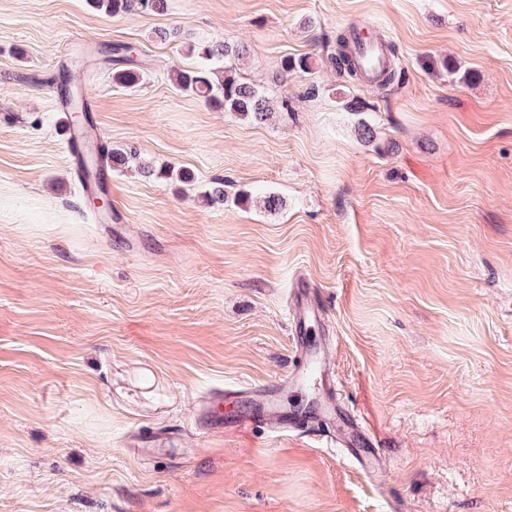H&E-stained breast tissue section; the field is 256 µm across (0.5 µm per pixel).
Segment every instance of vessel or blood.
Returning a JSON list of instances; mask_svg holds the SVG:
<instances>
[{"instance_id":"obj_1","label":"vessel or blood","mask_w":512,"mask_h":512,"mask_svg":"<svg viewBox=\"0 0 512 512\" xmlns=\"http://www.w3.org/2000/svg\"><path fill=\"white\" fill-rule=\"evenodd\" d=\"M350 44L365 79H373L377 73L389 66L387 46L372 39L364 30L352 29ZM323 315L316 289L308 279H298L292 299V334L295 351L300 359L299 366L290 371L276 386L264 385L216 393L211 402L203 405L197 414L195 423L198 430L207 433L226 428L228 422L224 418L223 404L228 401L248 404L252 413L260 416L272 432L287 433L288 429L297 427L298 421L284 407L281 391L287 387L300 386L314 392L313 426L326 428L332 440L340 445H350L354 423L336 402L335 372L330 357L331 340L323 338L320 346L316 348L306 341L313 324L322 322Z\"/></svg>"}]
</instances>
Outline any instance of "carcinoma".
Listing matches in <instances>:
<instances>
[{
  "instance_id": "carcinoma-1",
  "label": "carcinoma",
  "mask_w": 512,
  "mask_h": 512,
  "mask_svg": "<svg viewBox=\"0 0 512 512\" xmlns=\"http://www.w3.org/2000/svg\"><path fill=\"white\" fill-rule=\"evenodd\" d=\"M93 7L109 14L117 15L129 11L163 13L167 10L168 0H90ZM336 54L331 63L336 71L350 78L360 75L356 61L349 51V35L340 33L336 38ZM125 52L123 61L129 68L113 74V81L126 87L135 86L140 80L136 69L138 61L128 55V48L120 46L113 52ZM190 51L198 54L203 63L196 69L178 71L172 77L175 89L180 93L195 95L205 102L234 112L253 122L262 123L269 120L275 108L271 99L255 86L241 81L235 74V68L228 64L232 59L243 56V49L228 42H201L190 46ZM136 159V153L124 149L106 150L96 147V161L89 162L88 154L79 159L80 171L87 177L95 176L105 165L114 169L123 168Z\"/></svg>"
}]
</instances>
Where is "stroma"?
I'll use <instances>...</instances> for the list:
<instances>
[{
  "instance_id": "1",
  "label": "stroma",
  "mask_w": 512,
  "mask_h": 512,
  "mask_svg": "<svg viewBox=\"0 0 512 512\" xmlns=\"http://www.w3.org/2000/svg\"><path fill=\"white\" fill-rule=\"evenodd\" d=\"M355 26L394 86L336 73ZM211 40L243 46L272 120L174 91ZM117 45L135 87L112 80ZM61 73L101 143L155 170L110 172L108 224L72 178ZM215 182L220 207L200 197ZM264 192L284 208L238 200ZM300 274L378 473L312 427L195 428L213 389L296 363ZM0 512H512V0H0ZM98 10L117 15L129 11H143L149 13H164L168 7V0H89ZM120 51L124 52L123 61L130 65L129 68L117 71L113 74L112 78L115 83H119L126 87L135 86L140 80V73L136 69V66L139 65L137 60H134L130 55H128V48L120 46L118 48L113 49V53H120Z\"/></svg>"
}]
</instances>
